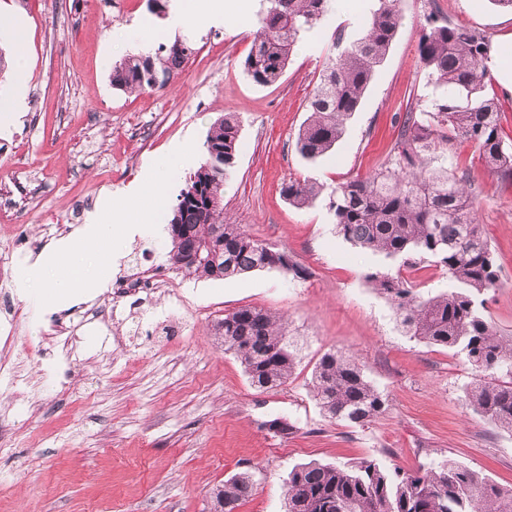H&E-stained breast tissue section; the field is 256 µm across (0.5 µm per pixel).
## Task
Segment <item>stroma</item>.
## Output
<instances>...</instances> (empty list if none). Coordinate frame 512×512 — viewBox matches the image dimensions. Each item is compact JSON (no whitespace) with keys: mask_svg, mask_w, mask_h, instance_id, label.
Wrapping results in <instances>:
<instances>
[{"mask_svg":"<svg viewBox=\"0 0 512 512\" xmlns=\"http://www.w3.org/2000/svg\"><path fill=\"white\" fill-rule=\"evenodd\" d=\"M247 4L236 24L190 37L194 53L166 88L130 94L113 88L112 67L141 53L143 42L172 43L166 13L151 12L148 0H0L1 17L27 21L22 48L0 42L8 66L0 91L19 65L29 85L23 112H0V255L24 253L12 282L0 284V320L15 318L0 366L17 380L0 385V512H214L213 490L244 473L254 489L235 512H285L290 470L313 459L413 471L452 457L512 486V432L466 406L476 376L463 355L406 336L390 302L364 280L385 269L428 297L447 289L446 271L352 246L336 234L328 200L338 184L381 168L405 112L426 108L432 88L418 42L431 7L485 35L496 54L512 51V11L492 0H398V33L359 108L333 149L308 160L296 148L307 100L335 44L363 36L378 0H333L301 36L281 79L266 87L250 81L243 64L267 2ZM227 114L240 121V146L224 184V221L287 251L307 277L180 275L164 293L113 304V285L165 263L171 239L126 234L122 220L101 212L102 199L160 179L166 203L142 196L137 215L167 224L195 171L175 145L191 141L204 162L208 130ZM450 154L469 173L477 221L500 265L499 285L484 299L507 338L512 185L496 181L473 144L456 140ZM292 179L316 181L324 192L292 206L282 195ZM16 213L26 216L23 241L14 237ZM95 213L123 238L122 258L107 263L102 250L75 256L86 273L82 288L48 303L29 277L31 263ZM245 305L283 316L298 344L285 386L254 388L214 336L217 320ZM112 308L109 323L81 325V316ZM61 331L75 337L73 349L58 344ZM333 348L355 355L388 397L370 423L332 420L314 398V366ZM276 419L292 433L271 430Z\"/></svg>","mask_w":512,"mask_h":512,"instance_id":"stroma-1","label":"stroma"}]
</instances>
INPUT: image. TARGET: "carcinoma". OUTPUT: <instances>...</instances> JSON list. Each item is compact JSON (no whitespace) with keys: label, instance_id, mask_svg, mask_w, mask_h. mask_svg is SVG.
<instances>
[{"label":"carcinoma","instance_id":"cac0c4a2","mask_svg":"<svg viewBox=\"0 0 512 512\" xmlns=\"http://www.w3.org/2000/svg\"><path fill=\"white\" fill-rule=\"evenodd\" d=\"M244 61L247 77L270 86L283 75L300 34L319 24L331 0H267ZM396 0H381L365 36L326 63L308 100L310 118L297 137L307 159L331 150L343 119L356 111L394 42L400 16ZM436 10L418 43V64L442 89L431 110L410 111L399 125L390 165L350 180L329 196L336 230L346 241L387 259L434 260L448 272L450 287L428 298L398 275L375 270L366 280L387 297L404 331L429 345L450 348L480 373L466 390L467 404L495 426L512 431V340L504 341L485 314L481 296L497 286L500 269L483 235L469 191L467 171L432 165L439 145L460 138L475 145L492 176L512 184V142L501 136L497 101L484 93L481 67L489 41ZM194 48L176 40L153 55H132L112 66V86L127 92L164 88L176 79ZM238 119L225 116L210 127L205 162L189 177L169 222L167 262L195 279H216L277 269L296 278L307 270L286 252L253 238L239 224L224 223V182L239 149ZM323 187L290 180L282 188L288 203L302 207ZM224 352L234 354L251 384L277 389L288 382L296 353L286 326L275 314L242 306L224 314L215 329ZM315 397L331 419L363 425L381 415L387 397L363 367L340 351L325 352L313 371ZM287 512H512V487L449 457L415 471L389 470L373 460L347 466L309 462L289 473ZM241 474L214 491V509L234 512L251 495Z\"/></svg>","mask_w":512,"mask_h":512}]
</instances>
